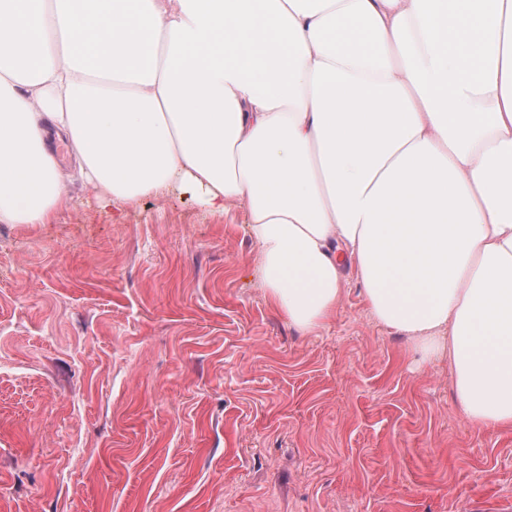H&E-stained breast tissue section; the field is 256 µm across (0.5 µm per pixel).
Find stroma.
<instances>
[{
	"label": "stroma",
	"instance_id": "35a3bbf8",
	"mask_svg": "<svg viewBox=\"0 0 512 512\" xmlns=\"http://www.w3.org/2000/svg\"><path fill=\"white\" fill-rule=\"evenodd\" d=\"M53 151L52 222L0 223V512H512V430L463 416L352 267L299 332L242 207L120 214Z\"/></svg>",
	"mask_w": 512,
	"mask_h": 512
}]
</instances>
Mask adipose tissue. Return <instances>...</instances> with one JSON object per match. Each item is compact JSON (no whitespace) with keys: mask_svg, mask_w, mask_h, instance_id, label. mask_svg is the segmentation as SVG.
I'll list each match as a JSON object with an SVG mask.
<instances>
[{"mask_svg":"<svg viewBox=\"0 0 512 512\" xmlns=\"http://www.w3.org/2000/svg\"><path fill=\"white\" fill-rule=\"evenodd\" d=\"M123 208L246 211L303 333L374 321L512 429V0H0V223H50V133Z\"/></svg>","mask_w":512,"mask_h":512,"instance_id":"ef3b65f1","label":"adipose tissue"}]
</instances>
